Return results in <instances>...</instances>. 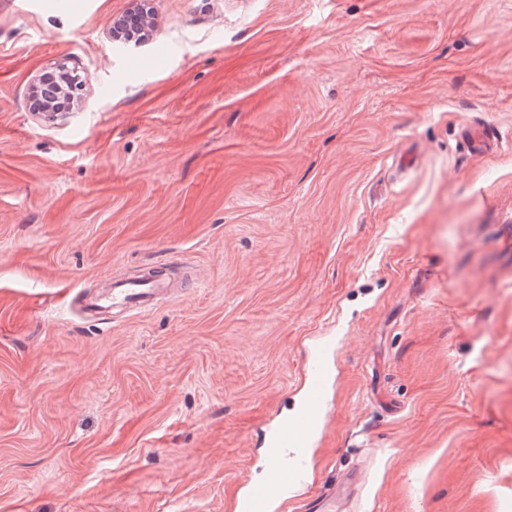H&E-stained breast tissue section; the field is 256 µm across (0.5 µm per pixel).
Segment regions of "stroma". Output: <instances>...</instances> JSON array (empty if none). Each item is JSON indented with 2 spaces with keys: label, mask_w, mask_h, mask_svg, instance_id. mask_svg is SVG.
<instances>
[{
  "label": "stroma",
  "mask_w": 512,
  "mask_h": 512,
  "mask_svg": "<svg viewBox=\"0 0 512 512\" xmlns=\"http://www.w3.org/2000/svg\"><path fill=\"white\" fill-rule=\"evenodd\" d=\"M0 0V512H237L328 343L293 491L512 512V0ZM76 110H30L60 59ZM182 261L149 312L74 294ZM465 141L471 147L472 153L479 155L492 145L511 147V132L504 133L488 125L470 129L465 132Z\"/></svg>",
  "instance_id": "obj_1"
}]
</instances>
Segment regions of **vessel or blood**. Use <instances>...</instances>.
Wrapping results in <instances>:
<instances>
[{
  "instance_id": "vessel-or-blood-1",
  "label": "vessel or blood",
  "mask_w": 512,
  "mask_h": 512,
  "mask_svg": "<svg viewBox=\"0 0 512 512\" xmlns=\"http://www.w3.org/2000/svg\"><path fill=\"white\" fill-rule=\"evenodd\" d=\"M465 141L474 154L491 146L512 144V135L497 128L481 126L465 133ZM172 283L163 276L135 275L109 282L98 293L87 297L85 307L91 311L120 310L134 315L153 309L171 293ZM309 380L297 413L276 422L268 434L264 453L268 460L263 479L251 484L239 512H270L272 505L289 489L305 480L308 450L316 439L320 413L324 404L329 368L324 350L315 351L308 364ZM343 483L325 485L315 490L306 504L308 512H337Z\"/></svg>"
}]
</instances>
